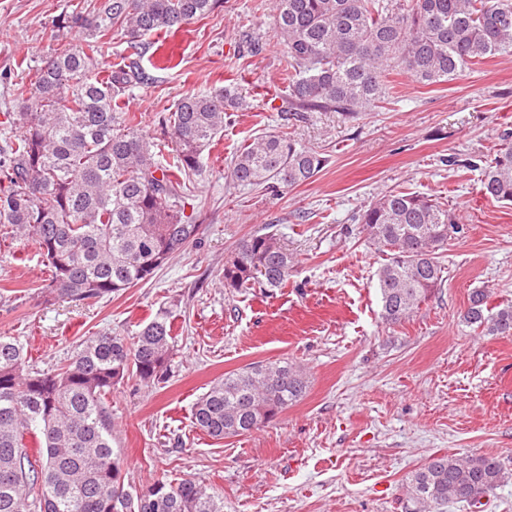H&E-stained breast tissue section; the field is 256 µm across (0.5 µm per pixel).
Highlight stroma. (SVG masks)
I'll use <instances>...</instances> for the list:
<instances>
[{"label": "stroma", "mask_w": 512, "mask_h": 512, "mask_svg": "<svg viewBox=\"0 0 512 512\" xmlns=\"http://www.w3.org/2000/svg\"><path fill=\"white\" fill-rule=\"evenodd\" d=\"M71 10V0H0V146L19 109L11 81L77 43L58 26ZM148 41L149 83L119 98L146 138L170 144L160 119L185 95L231 85L249 103L227 114L189 184L197 240L150 281L73 302L46 296L48 269L31 242L0 236V336L22 344L34 368L70 357L86 336H130L162 310L175 315L167 377L118 385L104 401L126 488L165 475L211 486L224 512H418L403 481L429 455L492 456L512 471V337L477 335L462 319L477 288L492 304L512 303V205L486 199L477 171L512 132V58L427 87L391 76L385 103L354 120H294L272 0H224ZM272 130L327 165L278 193L233 184L235 152ZM391 190L435 198L460 221L442 253L443 282L395 326L382 320L376 289L386 255L358 222ZM267 225L297 260L286 286L226 288L225 261ZM285 359L305 368L308 388L272 422L219 440L193 427L192 407L213 382Z\"/></svg>", "instance_id": "35a3bbf8"}]
</instances>
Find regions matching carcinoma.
Listing matches in <instances>:
<instances>
[{"instance_id": "carcinoma-1", "label": "carcinoma", "mask_w": 512, "mask_h": 512, "mask_svg": "<svg viewBox=\"0 0 512 512\" xmlns=\"http://www.w3.org/2000/svg\"><path fill=\"white\" fill-rule=\"evenodd\" d=\"M224 0H99L73 9L61 26L81 43L57 49L29 83L12 85L21 130L0 148V232L32 241L49 269L46 291L98 300L151 280L198 232L184 213L186 180L224 132V114L241 108L234 87L184 96L163 117L171 159L117 110L115 97L149 77L143 38L202 19ZM274 30L288 47V111L336 112L347 120L382 103L388 76L420 86L448 82L496 57H512V0H274ZM126 37L127 65L94 72L113 28ZM317 150L284 131L266 132L236 152L237 185L277 190L310 181L326 165ZM481 193L512 204V133L480 169ZM372 244L387 253L377 272L382 318L404 322L443 280L440 251L456 219L436 200L389 191L359 216ZM294 259L263 227L243 238L224 264V287L260 282L280 288ZM172 315L159 314L135 336L88 337L52 370L27 364L22 346L0 336V512H224L212 488L157 478L143 494L125 490L123 460L112 447L105 396L124 381L149 384L168 372ZM474 330L512 336V305L494 309L475 289L462 315ZM302 368L258 362L214 382L194 403V426L215 439L247 435L305 393ZM38 440L32 455L27 437ZM509 479L494 457L437 454L406 479L408 498L436 509L470 506Z\"/></svg>"}]
</instances>
